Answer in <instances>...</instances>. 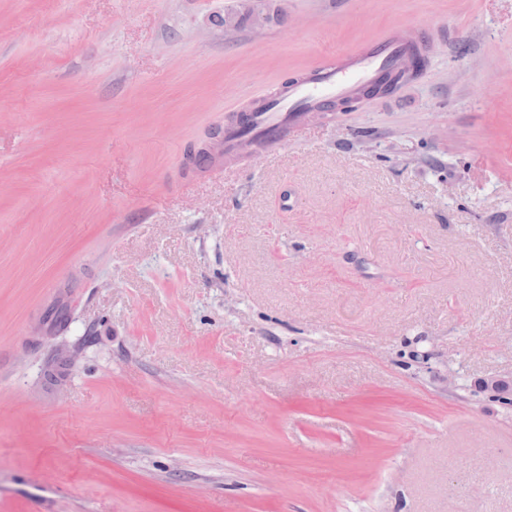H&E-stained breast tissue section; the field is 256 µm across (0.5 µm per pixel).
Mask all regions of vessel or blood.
Returning a JSON list of instances; mask_svg holds the SVG:
<instances>
[{
    "label": "vessel or blood",
    "instance_id": "vessel-or-blood-1",
    "mask_svg": "<svg viewBox=\"0 0 512 512\" xmlns=\"http://www.w3.org/2000/svg\"><path fill=\"white\" fill-rule=\"evenodd\" d=\"M411 51V45L391 31L353 54L328 60L307 79L289 85L251 112L249 132H242L238 123H226L222 150L198 169V176H210L222 170L224 164L247 157L256 149L286 144L290 130L300 124L306 112L372 84L399 67Z\"/></svg>",
    "mask_w": 512,
    "mask_h": 512
}]
</instances>
